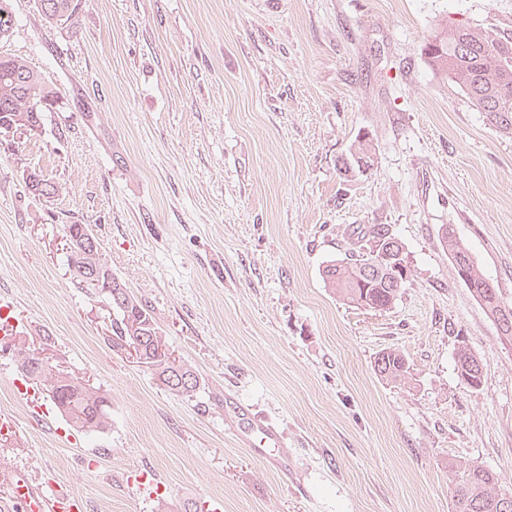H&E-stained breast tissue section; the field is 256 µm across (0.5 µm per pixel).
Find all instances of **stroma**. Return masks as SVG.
I'll list each match as a JSON object with an SVG mask.
<instances>
[{
	"instance_id": "obj_1",
	"label": "stroma",
	"mask_w": 512,
	"mask_h": 512,
	"mask_svg": "<svg viewBox=\"0 0 512 512\" xmlns=\"http://www.w3.org/2000/svg\"><path fill=\"white\" fill-rule=\"evenodd\" d=\"M0 54L57 101L37 130L0 133V296L22 330L0 335V498L53 480L88 512H451L454 466L512 482V341L456 274L453 227L512 302V137L425 55L442 26L512 28V0H79L47 22L11 0ZM373 157L347 178L359 137ZM37 172L56 188L29 193ZM86 224L146 304L193 398L112 348V306L78 287L63 227ZM388 225L407 278L365 310L322 271L354 231ZM46 348L108 394L88 434L30 414L18 348ZM480 361L467 386L457 353ZM399 351L405 381L375 362ZM244 404L288 435L275 468L236 439ZM157 473L152 496L122 484Z\"/></svg>"
}]
</instances>
